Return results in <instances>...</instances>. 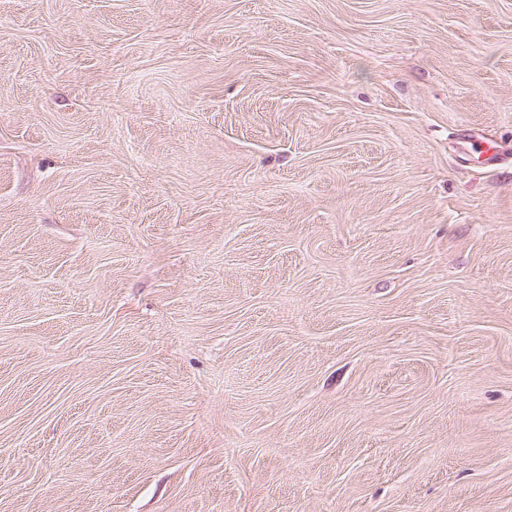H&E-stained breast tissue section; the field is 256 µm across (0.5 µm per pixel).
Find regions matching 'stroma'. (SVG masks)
Segmentation results:
<instances>
[{
	"mask_svg": "<svg viewBox=\"0 0 512 512\" xmlns=\"http://www.w3.org/2000/svg\"><path fill=\"white\" fill-rule=\"evenodd\" d=\"M0 512H512V0H0Z\"/></svg>",
	"mask_w": 512,
	"mask_h": 512,
	"instance_id": "35a3bbf8",
	"label": "stroma"
}]
</instances>
